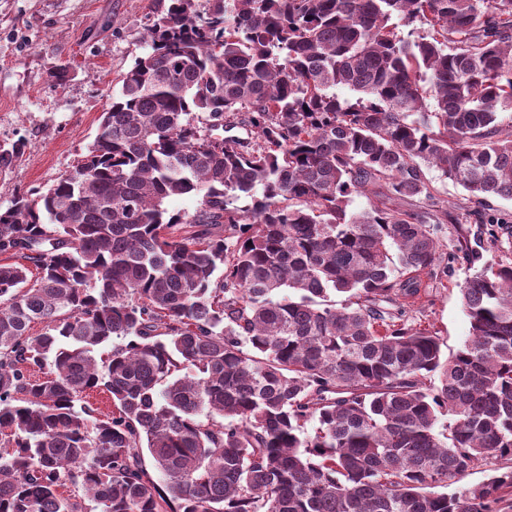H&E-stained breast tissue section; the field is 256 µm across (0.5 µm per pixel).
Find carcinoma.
<instances>
[{"label": "carcinoma", "mask_w": 512, "mask_h": 512, "mask_svg": "<svg viewBox=\"0 0 512 512\" xmlns=\"http://www.w3.org/2000/svg\"><path fill=\"white\" fill-rule=\"evenodd\" d=\"M207 2L0 211V512H500L512 468L436 488L512 460V255L456 228L449 357L388 304L448 276L424 169L512 198V0ZM504 462L506 461L490 460V462L487 464L474 468L464 477L456 480L455 483L449 485L447 489L443 490L447 491L448 493H454L480 484L486 481L492 474H494V470L496 468L507 464Z\"/></svg>", "instance_id": "carcinoma-1"}]
</instances>
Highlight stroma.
Masks as SVG:
<instances>
[{
  "mask_svg": "<svg viewBox=\"0 0 512 512\" xmlns=\"http://www.w3.org/2000/svg\"><path fill=\"white\" fill-rule=\"evenodd\" d=\"M154 2L0 0V144L25 145L12 168L0 169L1 210L17 195L51 185L80 160L119 76L148 51L145 28ZM425 175L435 188L436 205L459 217L468 237L485 241L484 260L497 259L486 219L506 217L501 234L512 235V200L479 206L438 170L427 169ZM464 277V267L456 265L445 280L423 278L425 297L406 309L408 325L435 332L447 353L469 336L458 290Z\"/></svg>",
  "mask_w": 512,
  "mask_h": 512,
  "instance_id": "obj_1",
  "label": "stroma"
}]
</instances>
